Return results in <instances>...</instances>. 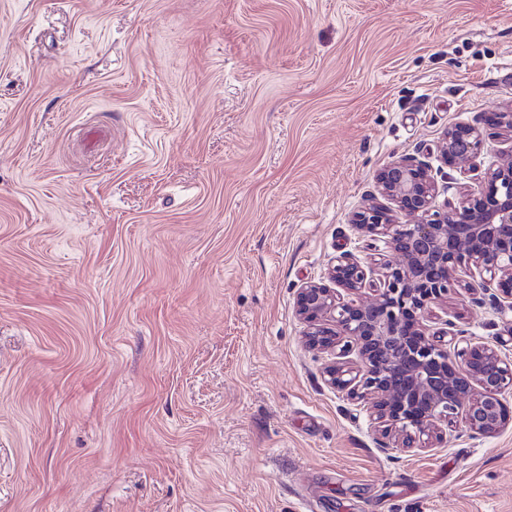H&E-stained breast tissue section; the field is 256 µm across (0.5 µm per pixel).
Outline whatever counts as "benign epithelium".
I'll return each instance as SVG.
<instances>
[{"label": "benign epithelium", "instance_id": "benign-epithelium-1", "mask_svg": "<svg viewBox=\"0 0 512 512\" xmlns=\"http://www.w3.org/2000/svg\"><path fill=\"white\" fill-rule=\"evenodd\" d=\"M493 125L512 142V109L495 113ZM484 143L478 125L451 126L439 159L451 168L468 162L475 170ZM375 183L378 197L352 223L387 239L397 260L367 266L343 253L325 280L306 282L296 294L306 342L334 355L323 371L325 384L369 401L375 431L402 451L433 446L459 416L476 436L507 428L512 356L461 340L463 331L450 320L440 335L428 333L425 321L452 294L479 301L487 295L495 308L512 310V148L480 174L477 188L441 210L433 205L430 167L413 156L385 165ZM365 290L366 301L342 295ZM352 342L358 365L343 360Z\"/></svg>", "mask_w": 512, "mask_h": 512}]
</instances>
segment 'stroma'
Listing matches in <instances>:
<instances>
[{"label":"stroma","mask_w":512,"mask_h":512,"mask_svg":"<svg viewBox=\"0 0 512 512\" xmlns=\"http://www.w3.org/2000/svg\"><path fill=\"white\" fill-rule=\"evenodd\" d=\"M512 106V0H0V512H512V426L401 451L298 288L377 171ZM512 354V311L435 310Z\"/></svg>","instance_id":"stroma-1"}]
</instances>
